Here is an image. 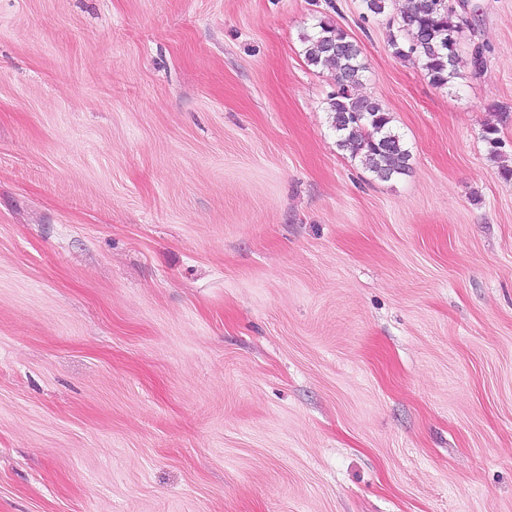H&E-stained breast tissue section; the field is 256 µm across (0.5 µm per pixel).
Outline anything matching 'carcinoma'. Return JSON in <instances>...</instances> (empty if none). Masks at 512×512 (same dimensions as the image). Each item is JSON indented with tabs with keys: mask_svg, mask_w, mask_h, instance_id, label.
Listing matches in <instances>:
<instances>
[{
	"mask_svg": "<svg viewBox=\"0 0 512 512\" xmlns=\"http://www.w3.org/2000/svg\"><path fill=\"white\" fill-rule=\"evenodd\" d=\"M461 33L452 0H410L389 44L396 57L417 58L433 86L448 88L462 77ZM303 42L308 63L334 73L336 91L327 111L337 146L381 180L406 174L411 152L392 128L390 112L380 100L353 93L366 71L357 42L330 21L319 22Z\"/></svg>",
	"mask_w": 512,
	"mask_h": 512,
	"instance_id": "1",
	"label": "carcinoma"
}]
</instances>
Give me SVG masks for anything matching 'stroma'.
Wrapping results in <instances>:
<instances>
[{"label":"stroma","instance_id":"obj_1","mask_svg":"<svg viewBox=\"0 0 512 512\" xmlns=\"http://www.w3.org/2000/svg\"><path fill=\"white\" fill-rule=\"evenodd\" d=\"M405 4L0 0V512H512V0L451 89ZM322 19L407 174L338 147Z\"/></svg>","mask_w":512,"mask_h":512}]
</instances>
